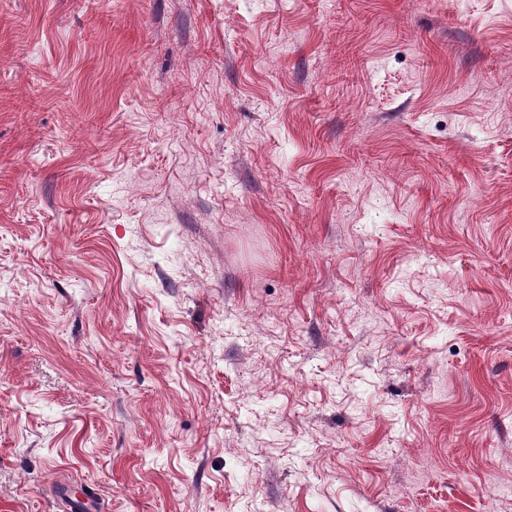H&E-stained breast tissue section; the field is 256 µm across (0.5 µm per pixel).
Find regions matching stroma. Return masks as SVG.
Masks as SVG:
<instances>
[{
    "label": "stroma",
    "instance_id": "stroma-1",
    "mask_svg": "<svg viewBox=\"0 0 512 512\" xmlns=\"http://www.w3.org/2000/svg\"><path fill=\"white\" fill-rule=\"evenodd\" d=\"M512 512V0H0V512Z\"/></svg>",
    "mask_w": 512,
    "mask_h": 512
}]
</instances>
